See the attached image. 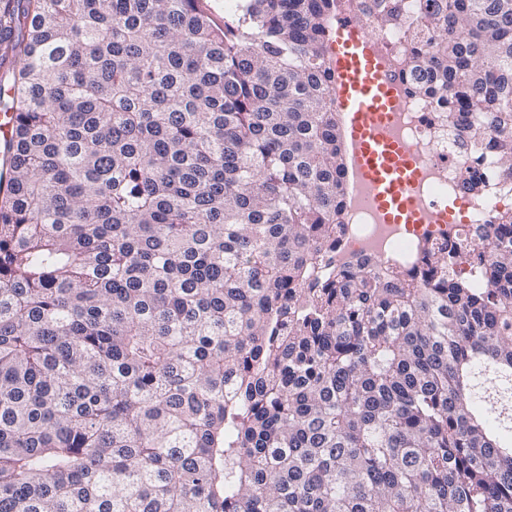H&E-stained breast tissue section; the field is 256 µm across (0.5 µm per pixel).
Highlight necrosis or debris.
Segmentation results:
<instances>
[{
	"mask_svg": "<svg viewBox=\"0 0 512 512\" xmlns=\"http://www.w3.org/2000/svg\"><path fill=\"white\" fill-rule=\"evenodd\" d=\"M381 0H336L331 23L357 20L362 32L383 52L384 66L401 99L388 134L408 143L416 156L420 176L413 187L423 221L419 224H389L371 204L365 186L355 175H348L344 199L347 229L334 252L320 261L318 275L335 268L371 261L380 270L404 264L413 265L420 257L425 240L437 239L455 245L462 269H469L473 256L484 251L482 232L496 223L507 202L512 201V177L502 176L491 151L463 155L448 136L449 122L465 121L462 113L447 115L445 102L414 93L416 78L425 76L424 65L407 70L406 62L419 27L420 0H403V14L394 24L380 25ZM480 169V190L470 187V174ZM462 200L465 213L457 220L441 217L439 202L448 198Z\"/></svg>",
	"mask_w": 512,
	"mask_h": 512,
	"instance_id": "obj_1",
	"label": "necrosis or debris"
}]
</instances>
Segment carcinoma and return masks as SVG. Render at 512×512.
Masks as SVG:
<instances>
[{
	"mask_svg": "<svg viewBox=\"0 0 512 512\" xmlns=\"http://www.w3.org/2000/svg\"><path fill=\"white\" fill-rule=\"evenodd\" d=\"M425 2L414 92L512 176V0ZM333 3L0 0V512H512V214L314 276Z\"/></svg>",
	"mask_w": 512,
	"mask_h": 512,
	"instance_id": "1",
	"label": "carcinoma"
}]
</instances>
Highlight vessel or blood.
<instances>
[{"label": "vessel or blood", "mask_w": 512, "mask_h": 512, "mask_svg": "<svg viewBox=\"0 0 512 512\" xmlns=\"http://www.w3.org/2000/svg\"><path fill=\"white\" fill-rule=\"evenodd\" d=\"M336 100L347 116L352 150L373 201L390 223L416 224L412 187L419 171L410 146L393 141L386 126L399 106L379 50L350 25L339 28Z\"/></svg>", "instance_id": "1"}]
</instances>
